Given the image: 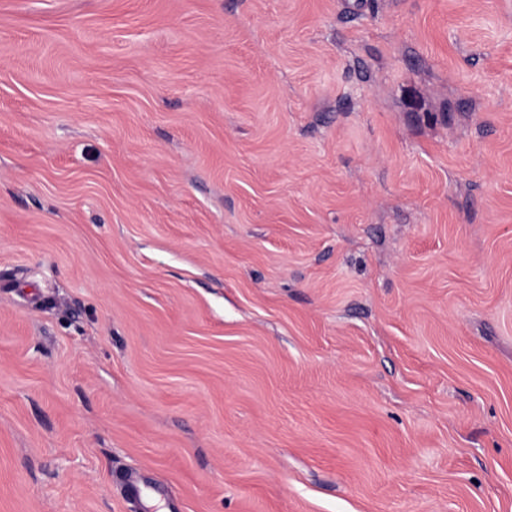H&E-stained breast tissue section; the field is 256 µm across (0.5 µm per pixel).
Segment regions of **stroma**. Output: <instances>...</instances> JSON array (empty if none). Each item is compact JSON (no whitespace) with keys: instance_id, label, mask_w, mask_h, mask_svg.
<instances>
[{"instance_id":"obj_1","label":"stroma","mask_w":512,"mask_h":512,"mask_svg":"<svg viewBox=\"0 0 512 512\" xmlns=\"http://www.w3.org/2000/svg\"><path fill=\"white\" fill-rule=\"evenodd\" d=\"M0 512H512V0H0Z\"/></svg>"}]
</instances>
